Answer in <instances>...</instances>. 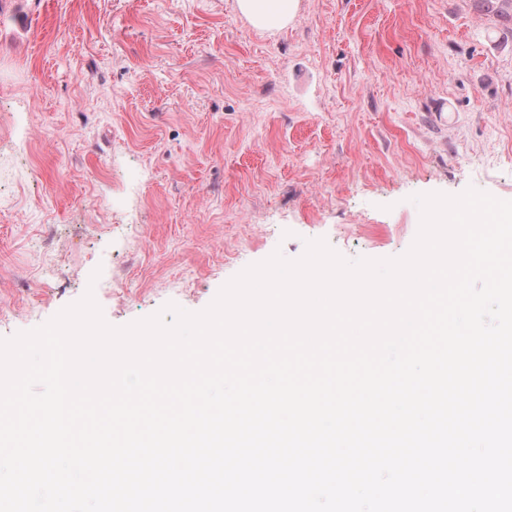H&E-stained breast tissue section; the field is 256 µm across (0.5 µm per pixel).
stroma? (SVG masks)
<instances>
[{"mask_svg":"<svg viewBox=\"0 0 512 512\" xmlns=\"http://www.w3.org/2000/svg\"><path fill=\"white\" fill-rule=\"evenodd\" d=\"M7 2L0 339L88 292L170 325L309 239L402 256L413 195L512 200V15L484 0H299L277 31L235 0Z\"/></svg>","mask_w":512,"mask_h":512,"instance_id":"1","label":"stroma"}]
</instances>
